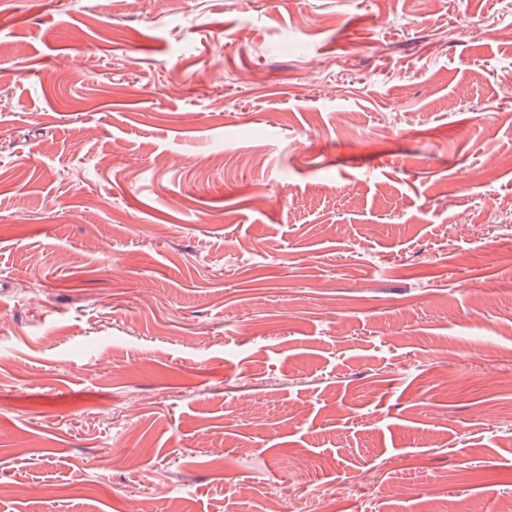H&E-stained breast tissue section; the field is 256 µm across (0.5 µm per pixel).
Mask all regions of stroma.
<instances>
[{
	"label": "stroma",
	"mask_w": 512,
	"mask_h": 512,
	"mask_svg": "<svg viewBox=\"0 0 512 512\" xmlns=\"http://www.w3.org/2000/svg\"><path fill=\"white\" fill-rule=\"evenodd\" d=\"M511 85L504 0H0V512H512Z\"/></svg>",
	"instance_id": "35a3bbf8"
}]
</instances>
